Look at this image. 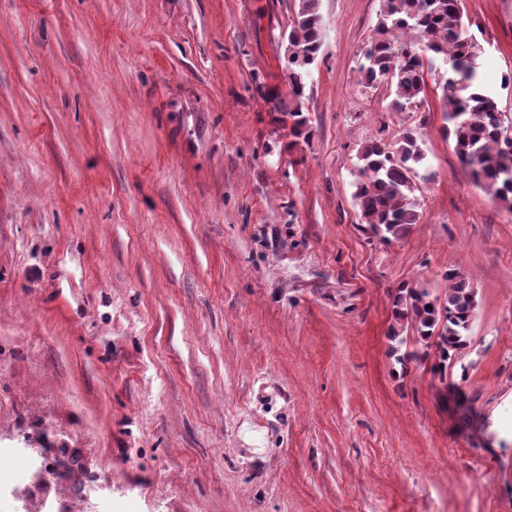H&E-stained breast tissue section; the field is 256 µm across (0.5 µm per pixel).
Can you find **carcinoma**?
<instances>
[{"label": "carcinoma", "mask_w": 512, "mask_h": 512, "mask_svg": "<svg viewBox=\"0 0 512 512\" xmlns=\"http://www.w3.org/2000/svg\"><path fill=\"white\" fill-rule=\"evenodd\" d=\"M295 2L288 33L291 98L282 112L290 122L289 135L298 137L308 126L304 90L311 63L324 45V19L320 0ZM481 52L469 34L462 0H384L371 40L358 59L360 84L370 91L388 89L389 112H419L426 100V76L435 75L436 62L442 61L446 69L439 74L438 87L444 134L474 183L512 210V135L507 134L494 94L478 79ZM423 160L415 129L390 143L372 140L358 151L352 200L361 222L380 241L398 240L419 223L416 191ZM444 278L448 288L436 297L425 290L400 289L394 297L396 326L391 331L399 363L427 357L432 348L438 358L433 372L442 376L468 346L475 310V292L464 274L450 268ZM407 329L423 353H400Z\"/></svg>", "instance_id": "cac0c4a2"}]
</instances>
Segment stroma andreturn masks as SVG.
I'll return each instance as SVG.
<instances>
[{"label":"stroma","mask_w":512,"mask_h":512,"mask_svg":"<svg viewBox=\"0 0 512 512\" xmlns=\"http://www.w3.org/2000/svg\"><path fill=\"white\" fill-rule=\"evenodd\" d=\"M512 117V0H464ZM382 0H321L309 134L281 122L293 0H0V419L95 449L112 512H512V212L357 61ZM422 125L421 220L383 243L357 152ZM477 293L448 381L393 295Z\"/></svg>","instance_id":"obj_1"}]
</instances>
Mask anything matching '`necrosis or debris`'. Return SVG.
<instances>
[{"mask_svg": "<svg viewBox=\"0 0 512 512\" xmlns=\"http://www.w3.org/2000/svg\"><path fill=\"white\" fill-rule=\"evenodd\" d=\"M0 512H112V477L91 448L0 444Z\"/></svg>", "mask_w": 512, "mask_h": 512, "instance_id": "necrosis-or-debris-1", "label": "necrosis or debris"}]
</instances>
